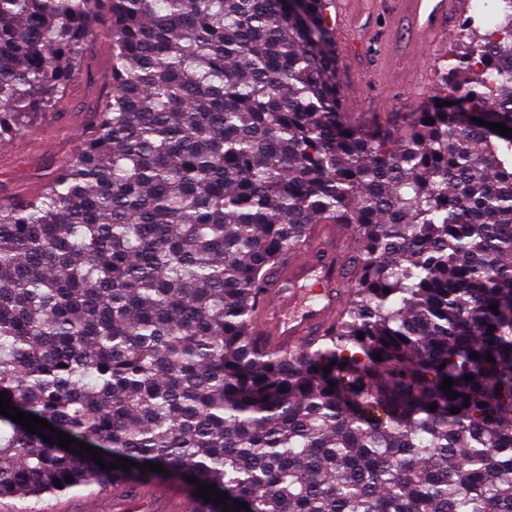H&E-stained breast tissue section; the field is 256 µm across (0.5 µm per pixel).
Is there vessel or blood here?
Instances as JSON below:
<instances>
[{
	"label": "vessel or blood",
	"instance_id": "vessel-or-blood-1",
	"mask_svg": "<svg viewBox=\"0 0 512 512\" xmlns=\"http://www.w3.org/2000/svg\"><path fill=\"white\" fill-rule=\"evenodd\" d=\"M389 4L406 20L420 49L466 7L465 0H389ZM332 242V237L320 238L302 256L273 269L274 286L266 293L255 328L268 344L295 348L321 334L333 317L342 302L333 285L346 268L337 260Z\"/></svg>",
	"mask_w": 512,
	"mask_h": 512
}]
</instances>
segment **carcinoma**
Listing matches in <instances>:
<instances>
[{"label": "carcinoma", "instance_id": "obj_1", "mask_svg": "<svg viewBox=\"0 0 512 512\" xmlns=\"http://www.w3.org/2000/svg\"><path fill=\"white\" fill-rule=\"evenodd\" d=\"M496 2L424 105L356 127L332 0H0V142L112 48L80 153L0 201V392L192 512H512V134L472 121L512 129ZM319 224L356 243L336 317L262 344ZM78 450L0 414V498L160 477ZM112 49L107 41H98L88 51L87 61L95 76H103L109 71Z\"/></svg>", "mask_w": 512, "mask_h": 512}]
</instances>
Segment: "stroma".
Masks as SVG:
<instances>
[{
    "mask_svg": "<svg viewBox=\"0 0 512 512\" xmlns=\"http://www.w3.org/2000/svg\"><path fill=\"white\" fill-rule=\"evenodd\" d=\"M385 29L392 30V40H380L379 33ZM336 40L342 88L360 99L357 111L348 115L358 125L415 111L439 84L450 47L449 42H437L426 59H416L401 20L372 4L337 31ZM99 92L98 86L87 81L74 82L69 98L57 112L8 141L10 156H0V199L34 194L48 161L71 159L80 152L83 138L79 130L86 125L88 107ZM140 494L146 512H184L187 495L179 483L157 481L141 487ZM95 503L100 512L131 509L124 490L92 487L47 495L39 501L1 498L0 512H90Z\"/></svg>",
    "mask_w": 512,
    "mask_h": 512,
    "instance_id": "1",
    "label": "stroma"
}]
</instances>
